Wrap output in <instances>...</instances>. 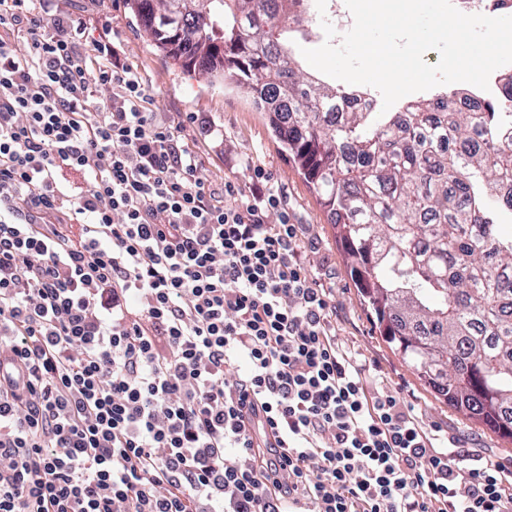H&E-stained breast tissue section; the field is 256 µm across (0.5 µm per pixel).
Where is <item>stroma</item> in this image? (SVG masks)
I'll list each match as a JSON object with an SVG mask.
<instances>
[{
  "instance_id": "stroma-1",
  "label": "stroma",
  "mask_w": 512,
  "mask_h": 512,
  "mask_svg": "<svg viewBox=\"0 0 512 512\" xmlns=\"http://www.w3.org/2000/svg\"><path fill=\"white\" fill-rule=\"evenodd\" d=\"M57 3L83 19L90 33L108 34L121 47L145 86L152 110L162 120L182 126L189 147L203 157V174L212 187L219 189L225 181H232L244 201L262 182L283 196L289 222L300 225L313 242L304 250L302 260L329 294L338 341L377 369L388 389L400 396L423 428L448 436L453 443L449 457L465 453L512 469V440L499 438L436 400L380 335L360 301L346 256L336 242V231L317 194L272 135L246 89L229 81L212 84L172 67L156 54L124 0Z\"/></svg>"
}]
</instances>
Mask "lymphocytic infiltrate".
I'll return each instance as SVG.
<instances>
[{
  "mask_svg": "<svg viewBox=\"0 0 512 512\" xmlns=\"http://www.w3.org/2000/svg\"><path fill=\"white\" fill-rule=\"evenodd\" d=\"M45 2L0 0V512H512L337 342L282 197L226 205Z\"/></svg>",
  "mask_w": 512,
  "mask_h": 512,
  "instance_id": "f902f5d3",
  "label": "lymphocytic infiltrate"
}]
</instances>
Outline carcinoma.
Segmentation results:
<instances>
[{
    "mask_svg": "<svg viewBox=\"0 0 512 512\" xmlns=\"http://www.w3.org/2000/svg\"><path fill=\"white\" fill-rule=\"evenodd\" d=\"M150 44L184 72L246 88L340 229L367 311L436 399L512 439V76L500 111L458 97L381 119L357 92L306 72L300 0H124Z\"/></svg>",
    "mask_w": 512,
    "mask_h": 512,
    "instance_id": "cac0c4a2",
    "label": "carcinoma"
}]
</instances>
